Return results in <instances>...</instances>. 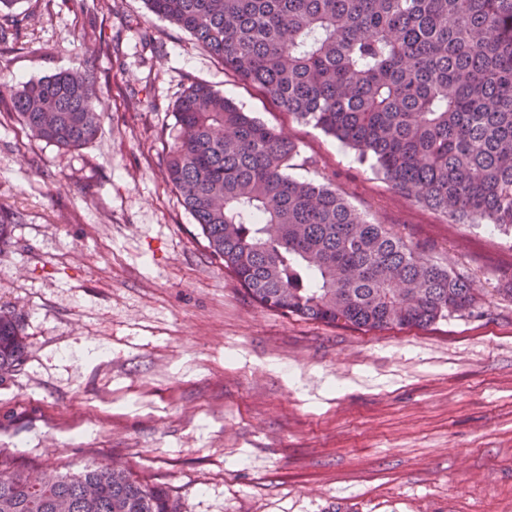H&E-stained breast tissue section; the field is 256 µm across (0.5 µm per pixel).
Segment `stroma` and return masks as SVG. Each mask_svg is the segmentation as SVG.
Wrapping results in <instances>:
<instances>
[{
  "label": "stroma",
  "mask_w": 512,
  "mask_h": 512,
  "mask_svg": "<svg viewBox=\"0 0 512 512\" xmlns=\"http://www.w3.org/2000/svg\"><path fill=\"white\" fill-rule=\"evenodd\" d=\"M12 84L93 64L101 130L66 150L0 98V309L26 360L0 382L18 473L119 462L181 512H512V234L453 224L240 81L145 0H19ZM210 85L281 130L290 174L472 282L475 313L366 331L261 307L168 185L174 106ZM94 343L97 353L78 356Z\"/></svg>",
  "instance_id": "stroma-1"
}]
</instances>
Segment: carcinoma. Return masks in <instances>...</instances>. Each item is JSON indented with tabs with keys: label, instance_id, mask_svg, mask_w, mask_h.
Here are the masks:
<instances>
[{
	"label": "carcinoma",
	"instance_id": "carcinoma-1",
	"mask_svg": "<svg viewBox=\"0 0 512 512\" xmlns=\"http://www.w3.org/2000/svg\"><path fill=\"white\" fill-rule=\"evenodd\" d=\"M0 0V41L18 32ZM243 82L355 151L454 224L512 229V0H146ZM90 68L10 91L33 137L77 149L101 129ZM168 181L218 260L265 308L367 331L474 312L464 276L372 222L329 184L288 175L296 146L211 87L174 107ZM17 216L0 211V245ZM22 322L0 310V381ZM0 512H178L124 466L31 478L0 457Z\"/></svg>",
	"mask_w": 512,
	"mask_h": 512
}]
</instances>
